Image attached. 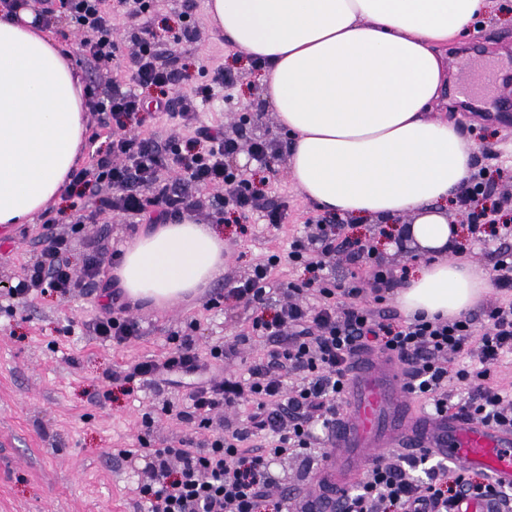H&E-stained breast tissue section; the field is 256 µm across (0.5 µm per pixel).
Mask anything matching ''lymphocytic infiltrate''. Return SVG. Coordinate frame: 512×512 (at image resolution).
<instances>
[{"mask_svg": "<svg viewBox=\"0 0 512 512\" xmlns=\"http://www.w3.org/2000/svg\"><path fill=\"white\" fill-rule=\"evenodd\" d=\"M45 22L65 8L69 20L80 31L78 50L93 68L113 67L117 48L112 40V17L120 14L135 19L151 13L155 0H41ZM175 51L160 50L147 38H138L125 65L131 88L113 78L112 90L100 94L89 85L93 108L102 127L111 131L104 155L90 168L72 170L70 186L77 197L98 199L101 211L147 215L149 223H163L167 217L201 207L193 189L222 193L225 203L241 214H262L271 224L280 223V209L268 208L233 163L240 150L268 164L274 148L264 140L241 146L238 138L223 130L199 125L198 101L210 100L216 89L229 87L223 70H216L210 83L190 93L170 95L177 72ZM157 91L144 102L141 88ZM154 111L179 117L191 129L183 147L165 150L152 137L127 133L145 105ZM176 164L180 177L167 184L162 171ZM459 201L464 221L475 241L496 236L500 221L512 215V193L497 192L488 169L473 172ZM84 218L70 225L69 234L47 233L39 257L7 290L10 298H27L52 288L67 295L99 287L109 262L106 250L87 254L81 270H74L69 258L70 234L80 233ZM368 247L357 239L338 240L333 221L318 224L312 236L296 237L285 254L273 253L258 262L249 277L237 281L228 291L236 302L251 309L246 332L223 344L212 346L201 356L194 339V325L174 332V348L163 360L150 358L126 362L114 379L125 383L155 385L168 374L199 375L189 402L176 409L164 404V413L176 414L189 426L177 446L118 450L119 458L140 455L145 462L139 503L147 512H286L288 495L279 475L272 470L277 461L291 455L312 459V423L330 429L340 416L338 401L344 393L351 360L356 351L379 350L395 356L405 365V390L424 399L438 412L454 407L452 390L467 391L458 407L465 416L481 422L512 427V383L495 379L494 369L512 357V249H499L495 285L499 297L484 316L486 330H478L473 318L448 320L417 315L396 320L386 307H361L356 298L364 289L381 292L395 281L390 270L379 263L360 267ZM348 253L358 266L344 281L329 272L331 260ZM303 268L307 280L274 283L272 270L279 265ZM281 294L277 306H270L273 294ZM111 304L104 316L87 325L88 335L118 344L140 332L129 314L130 305L120 289H112ZM258 341L265 346L262 358L245 374L222 378L208 376L211 361L237 355L240 345ZM475 354L476 363L458 368L457 357ZM302 375L299 385L287 384L290 373ZM247 404L245 427L217 429L216 419L224 409ZM209 432L206 442L196 440L198 432ZM428 454L407 458L401 455L374 459L355 491L346 495L340 512H452L461 498L492 494L504 512H512V492L494 486L480 473H470L439 462L430 465L425 482L407 479L406 468L428 462Z\"/></svg>", "mask_w": 512, "mask_h": 512, "instance_id": "obj_1", "label": "lymphocytic infiltrate"}]
</instances>
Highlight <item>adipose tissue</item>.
<instances>
[{
  "mask_svg": "<svg viewBox=\"0 0 512 512\" xmlns=\"http://www.w3.org/2000/svg\"><path fill=\"white\" fill-rule=\"evenodd\" d=\"M492 0H208L226 44L264 68L261 95L294 140L295 187L321 210L401 228L422 259L394 302L456 318L493 288L457 256L448 207L477 144L432 119L448 81L444 50L474 33ZM71 53L31 9L0 16V224L33 223L68 189L85 131ZM224 270V236L191 213L145 225L113 270L131 302L167 308Z\"/></svg>",
  "mask_w": 512,
  "mask_h": 512,
  "instance_id": "adipose-tissue-1",
  "label": "adipose tissue"
}]
</instances>
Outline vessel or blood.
I'll use <instances>...</instances> for the list:
<instances>
[{
	"mask_svg": "<svg viewBox=\"0 0 512 512\" xmlns=\"http://www.w3.org/2000/svg\"><path fill=\"white\" fill-rule=\"evenodd\" d=\"M345 395L350 413L330 432L336 461L318 474L308 512H337L347 486L385 448L410 454L430 450L460 465L482 468L499 485L512 487V428L416 412L394 360L355 355Z\"/></svg>",
	"mask_w": 512,
	"mask_h": 512,
	"instance_id": "vessel-or-blood-1",
	"label": "vessel or blood"
}]
</instances>
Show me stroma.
<instances>
[{"instance_id":"obj_1","label":"stroma","mask_w":512,"mask_h":512,"mask_svg":"<svg viewBox=\"0 0 512 512\" xmlns=\"http://www.w3.org/2000/svg\"><path fill=\"white\" fill-rule=\"evenodd\" d=\"M207 2L162 0L159 13L133 23L114 20L112 39L123 55L143 35L159 47H179L182 55L174 86L178 93L210 82L213 63L223 64L234 81L232 96L219 94L201 104L199 124L220 122L242 144L266 139L279 149L267 167L245 151L235 158L236 165L250 173L265 202L282 206L279 227L268 226L255 215L239 216L212 191L201 193L204 204L196 212L201 223H211L213 210L224 212V272L208 290L207 296H213L223 293L227 281L248 277L262 258L286 250L293 237L313 233L323 214L291 180L287 140L275 112L260 97L259 68L214 33ZM495 4L494 14L480 27L479 39L448 49L451 93L442 98L433 116L455 123L478 146L505 150L503 172L495 182L498 189L512 190V141L505 138L506 127L470 118L459 101L486 65L502 59L512 63V0H495ZM188 15L199 21L200 35L185 42L181 34ZM247 97L252 100L248 109L243 106ZM143 224L140 217L100 216L76 235L71 262L80 265L87 251L98 245L122 249ZM44 234L38 220L0 230V512H137L134 501L144 462L139 457L120 459L116 451L139 447L145 435L156 448L176 445L187 427L160 408L166 401L184 405L187 390L173 385L132 390L111 379L112 370L133 358H162L172 349L171 332L190 323L196 326L199 349L208 351L239 333L250 313L232 300L210 309L207 296L190 297L162 310L131 309L140 334L128 344L117 346L86 336L85 324L105 313L99 292L64 296L49 288L24 300L6 295V286L35 260ZM340 234L375 246L377 260L395 272L415 263L412 249L388 250L386 225L348 219ZM147 415L154 420L149 429L142 425ZM274 471L288 489L290 512H301L304 497L315 489V474L306 472L295 457L278 461Z\"/></svg>"}]
</instances>
